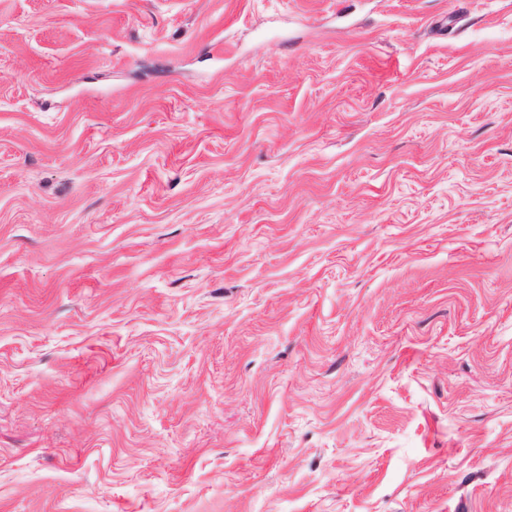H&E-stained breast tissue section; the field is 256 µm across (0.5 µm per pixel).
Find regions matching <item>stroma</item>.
Returning <instances> with one entry per match:
<instances>
[{
  "instance_id": "obj_1",
  "label": "stroma",
  "mask_w": 512,
  "mask_h": 512,
  "mask_svg": "<svg viewBox=\"0 0 512 512\" xmlns=\"http://www.w3.org/2000/svg\"><path fill=\"white\" fill-rule=\"evenodd\" d=\"M0 512H512V0H0Z\"/></svg>"
}]
</instances>
